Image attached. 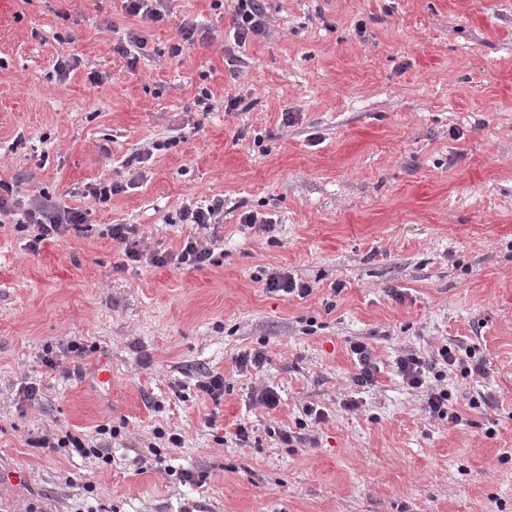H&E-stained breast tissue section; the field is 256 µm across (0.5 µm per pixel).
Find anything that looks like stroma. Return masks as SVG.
<instances>
[{
  "label": "stroma",
  "instance_id": "1",
  "mask_svg": "<svg viewBox=\"0 0 512 512\" xmlns=\"http://www.w3.org/2000/svg\"><path fill=\"white\" fill-rule=\"evenodd\" d=\"M268 3L240 46L233 0H172L154 24L122 0H0V180L88 214L34 252L0 223V469L22 475L0 478V512H512V0ZM185 22L203 37L171 56ZM132 29L133 70L113 50ZM104 179L123 190L100 205ZM216 197L201 269L124 264L106 233L176 253L200 234L183 209ZM272 272L311 294L268 292ZM356 341L373 385L352 383ZM460 341L487 375L448 376L455 425L395 362ZM252 349L263 367L240 369ZM204 371L220 404L195 390ZM102 425L121 431L108 465L36 445ZM159 428L183 442L140 468ZM350 350L355 356L357 366L352 382L358 387L373 385L380 368L372 355V348L367 343L356 341L351 343ZM203 379L196 382V392L202 393L201 396L209 397L213 404H219L224 397V376L221 374L204 373Z\"/></svg>",
  "mask_w": 512,
  "mask_h": 512
}]
</instances>
